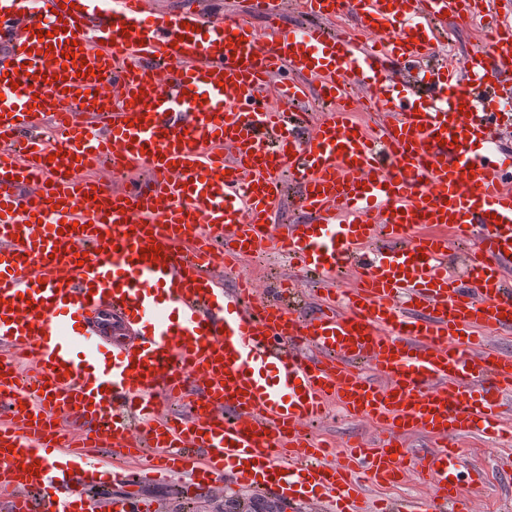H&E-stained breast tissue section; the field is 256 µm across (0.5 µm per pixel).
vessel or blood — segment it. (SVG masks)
<instances>
[{"label":"vessel or blood","mask_w":512,"mask_h":512,"mask_svg":"<svg viewBox=\"0 0 512 512\" xmlns=\"http://www.w3.org/2000/svg\"><path fill=\"white\" fill-rule=\"evenodd\" d=\"M473 0H302L350 33L284 28V0H256L265 33L227 17L166 16L146 0H0V492L9 512H84L90 491L134 481L133 462L185 472L192 500L225 482L365 512L350 476L430 486L377 512H455L457 437H512V190L498 144L512 16L448 66L430 96L400 85ZM46 38H39V31ZM279 105L264 92L283 69ZM324 79L318 120L285 111ZM387 113L376 135L350 117L356 91ZM140 171L119 194L113 175ZM307 222L271 217L288 182ZM467 251L461 271L448 244ZM279 245L339 304L299 317L283 289L262 300L237 260ZM234 274L225 287L222 273ZM109 295L138 329L113 348L85 313ZM380 423L346 462L304 429L329 399ZM85 423L79 436L59 419ZM430 436L417 453L408 433ZM105 451L87 470L75 443Z\"/></svg>","instance_id":"1"}]
</instances>
